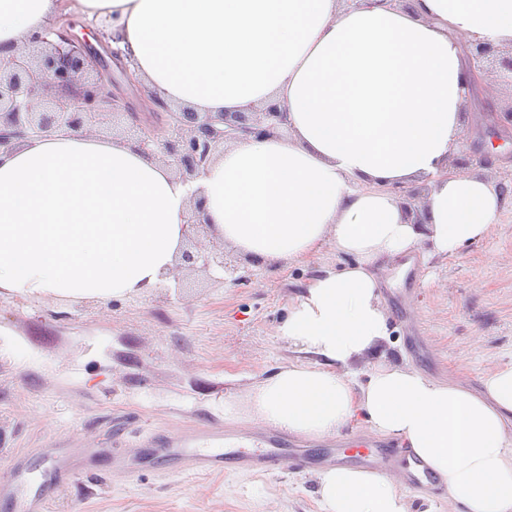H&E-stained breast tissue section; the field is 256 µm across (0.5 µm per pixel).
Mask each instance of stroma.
<instances>
[{
	"mask_svg": "<svg viewBox=\"0 0 512 512\" xmlns=\"http://www.w3.org/2000/svg\"><path fill=\"white\" fill-rule=\"evenodd\" d=\"M455 157L479 160L502 196L499 224L448 258L412 252L414 284L398 262L376 274L388 308V355L422 373L480 390L494 366H512V141L496 143L481 113L465 111ZM322 247L303 260L256 266L241 260L239 281L221 271L184 269L186 297L157 290L106 303L0 297V483L24 460L28 491L45 492L49 512H320L316 472L329 453L374 441L355 421L328 439L296 437L306 468L220 477L152 465L112 469V427L141 455L157 434L221 426L252 440L224 417V397L245 398L256 384L299 359L275 334L288 307L317 272L352 264ZM49 448L87 459L85 472L49 477Z\"/></svg>",
	"mask_w": 512,
	"mask_h": 512,
	"instance_id": "1",
	"label": "stroma"
}]
</instances>
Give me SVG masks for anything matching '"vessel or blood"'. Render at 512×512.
Wrapping results in <instances>:
<instances>
[{"instance_id":"b4317fda","label":"vessel or blood","mask_w":512,"mask_h":512,"mask_svg":"<svg viewBox=\"0 0 512 512\" xmlns=\"http://www.w3.org/2000/svg\"><path fill=\"white\" fill-rule=\"evenodd\" d=\"M258 450L245 452L234 443L232 436L223 429L207 430L182 437L170 436L155 443L149 459L137 458L125 451H117L112 456L113 469L131 471L145 467L147 461H169L180 468L202 475H221L226 469L272 473L289 466L302 467L307 463L303 451L289 447L288 438L283 434H263L258 436ZM360 463L370 466L390 467L402 463L404 475L409 484L432 483L433 474L419 460L408 461L406 451L375 445L369 453L360 455Z\"/></svg>"}]
</instances>
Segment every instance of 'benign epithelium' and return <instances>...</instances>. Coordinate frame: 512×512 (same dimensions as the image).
<instances>
[{
  "label": "benign epithelium",
  "mask_w": 512,
  "mask_h": 512,
  "mask_svg": "<svg viewBox=\"0 0 512 512\" xmlns=\"http://www.w3.org/2000/svg\"><path fill=\"white\" fill-rule=\"evenodd\" d=\"M76 23L65 16L36 37L37 53L21 48L0 53V149L11 148L34 133L65 128L90 133L110 123L112 112L125 106L113 90L112 73L104 67L109 56L121 69L130 86L137 83L126 53L112 45L116 37L100 32L102 52L74 33ZM478 73L491 81L512 87V46L478 43L469 50ZM50 87L58 92L50 106L41 103V91ZM493 129L512 131V104H487ZM287 113L275 104L257 110L246 106L234 112H173L159 138L137 137L138 149L148 156L163 154L183 180L201 178L214 155L224 144L251 135H274L286 125ZM185 241L177 268L204 270L219 268L228 274L238 270V261L213 241L201 201H196L186 220Z\"/></svg>",
  "instance_id": "obj_1"
}]
</instances>
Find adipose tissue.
Instances as JSON below:
<instances>
[{"instance_id":"adipose-tissue-1","label":"adipose tissue","mask_w":512,"mask_h":512,"mask_svg":"<svg viewBox=\"0 0 512 512\" xmlns=\"http://www.w3.org/2000/svg\"><path fill=\"white\" fill-rule=\"evenodd\" d=\"M79 0L108 17L137 76L195 112L277 104L289 137L225 145L184 184L134 142L52 132L0 151V297L68 302L132 297L174 267L192 193L216 239L260 264L330 245L355 256L312 278L277 334L310 354L224 414L310 438L353 420L403 438L467 512H512V367L482 393L382 357L387 309L375 266L429 247L457 255L498 223L483 172L448 164L483 78L461 39L512 45V0ZM60 0H0V50L47 28ZM425 186L409 212L392 186ZM373 368L358 381L354 363ZM321 512H408L398 477L332 467Z\"/></svg>"}]
</instances>
